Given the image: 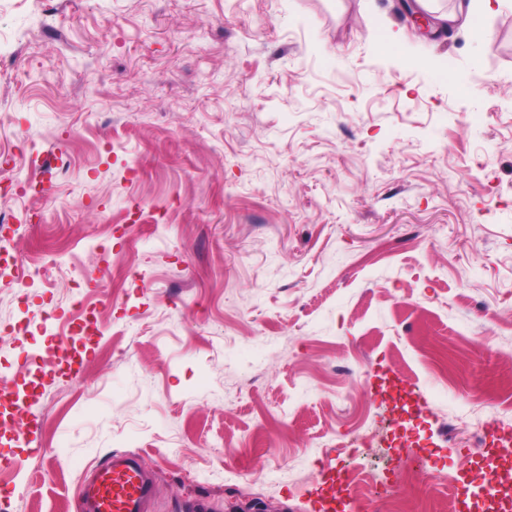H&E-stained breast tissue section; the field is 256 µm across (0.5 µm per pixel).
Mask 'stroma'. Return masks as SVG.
Segmentation results:
<instances>
[{
    "instance_id": "obj_1",
    "label": "stroma",
    "mask_w": 512,
    "mask_h": 512,
    "mask_svg": "<svg viewBox=\"0 0 512 512\" xmlns=\"http://www.w3.org/2000/svg\"><path fill=\"white\" fill-rule=\"evenodd\" d=\"M487 26L424 35L402 0H0V377L63 335L79 272L100 300L5 451L8 512H83L115 453L152 473L150 512H316L359 428L355 467L427 462L368 512H448L466 449L512 424V0Z\"/></svg>"
}]
</instances>
